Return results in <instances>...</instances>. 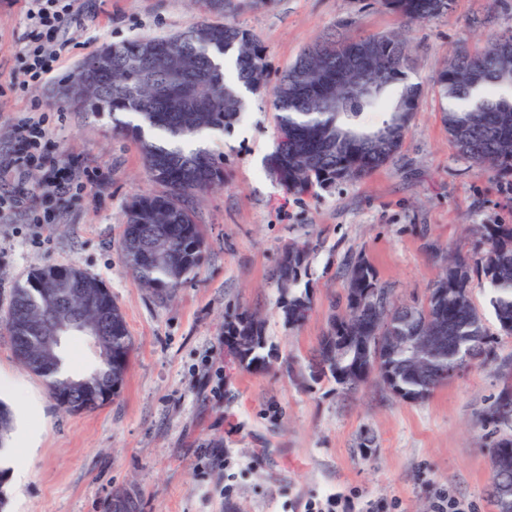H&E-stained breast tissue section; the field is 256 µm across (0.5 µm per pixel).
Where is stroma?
Wrapping results in <instances>:
<instances>
[{
  "mask_svg": "<svg viewBox=\"0 0 512 512\" xmlns=\"http://www.w3.org/2000/svg\"><path fill=\"white\" fill-rule=\"evenodd\" d=\"M66 32L69 57L52 80L31 89L13 80L27 45L43 31L26 0H0V314L9 290L44 265L78 264L105 283L133 342L117 395L90 412L60 407L43 378L17 361L0 332V399L36 396L30 424L40 441L14 449L0 512H114L132 497L136 512H304L334 492H359L374 512H433L452 491L472 512H496L488 495L491 460L478 417L512 383V337L495 356L449 379L424 401L408 402L371 382L349 392L336 383L301 382L342 293L345 263L363 255L397 301L424 302L449 250L473 248L472 225L512 224V182L461 159L448 136V103L436 78L457 56L512 31V0H453L447 13L408 23L378 0H275L230 22L264 49L270 81L326 36L398 35L411 51L404 82L420 88L418 107L394 159L365 178L314 194H288L268 168L276 148L271 98L249 96L223 131L198 146L224 158L223 187L192 203L206 256L176 295L140 288L118 250L125 210L153 190L137 143L112 132V116L62 105L59 91L103 44L167 37L204 15L199 0H77ZM39 111L50 165L17 180L13 124ZM81 182L64 198L44 187L60 166ZM23 203L13 204L17 192ZM308 244L300 286L313 300L303 324L285 320L273 275L283 246ZM250 310L266 321L279 359L263 372L226 364L224 319Z\"/></svg>",
  "mask_w": 512,
  "mask_h": 512,
  "instance_id": "1",
  "label": "stroma"
}]
</instances>
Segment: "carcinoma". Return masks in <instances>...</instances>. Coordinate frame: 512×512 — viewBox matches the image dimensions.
I'll list each match as a JSON object with an SVG mask.
<instances>
[{
  "instance_id": "obj_1",
  "label": "carcinoma",
  "mask_w": 512,
  "mask_h": 512,
  "mask_svg": "<svg viewBox=\"0 0 512 512\" xmlns=\"http://www.w3.org/2000/svg\"><path fill=\"white\" fill-rule=\"evenodd\" d=\"M410 23H422L447 12L448 0H380ZM213 19L189 25L168 38H141L123 44H105L78 69L84 77L81 92L62 94L61 100L87 112H108L114 130L134 139L149 180L160 192L136 194L126 207V221L118 248L125 268L141 288L157 297H171L202 264L206 244L194 219L195 194L224 186V159L191 142L203 131L231 126L243 106L240 92L256 93L268 84L263 49L246 29L224 20L238 0H203ZM512 56V32L491 39L476 53H466L446 66L437 84L443 96L457 106L443 113L448 136L457 154L471 165L501 177L512 176V88L502 85V55ZM353 56L366 66L372 92L348 103L339 90L328 100L306 93V88L328 72L346 68ZM410 66L406 41L398 36L373 35L358 40L327 38L305 49L271 89L277 140L269 170L288 167L285 189L305 195L358 181L389 163L398 152L419 100L417 87L407 85L391 95L396 81ZM378 112L377 124L359 121L365 112ZM131 114L138 123L120 119ZM475 250L444 260L428 292L427 305L398 304L386 297L385 331L413 336L437 316L448 318L455 349L444 362L448 369L483 364L493 352V337L483 313L472 300L474 278L490 290L498 335L512 336V224H476ZM308 254L296 243L286 246L277 269V285L288 294L284 316L296 324V312L312 307L308 293H296ZM58 280L81 289L87 298V320L104 322L99 339L103 368L85 377L63 372L64 357L32 362L17 350L23 367L46 382L50 396L72 412L91 411L117 394L129 367L131 336L124 313L103 281L76 264L45 265L29 272L11 288L10 304L0 318V330L10 338L25 336V324L50 310L45 288ZM386 293L375 267L362 255L349 258L343 295L331 306L327 327L308 362L309 377L320 366L348 391L377 378L384 381L392 364L397 397L423 401L439 386L424 382L408 370L410 354L381 359L350 345L336 355V345L347 336H379L368 300L373 291ZM224 342L238 348L247 370L265 371L278 360L267 347L265 322L256 312L243 310L224 321ZM512 419V388L503 387L485 410L482 425L489 428L490 458L512 456V433L501 430Z\"/></svg>"
}]
</instances>
